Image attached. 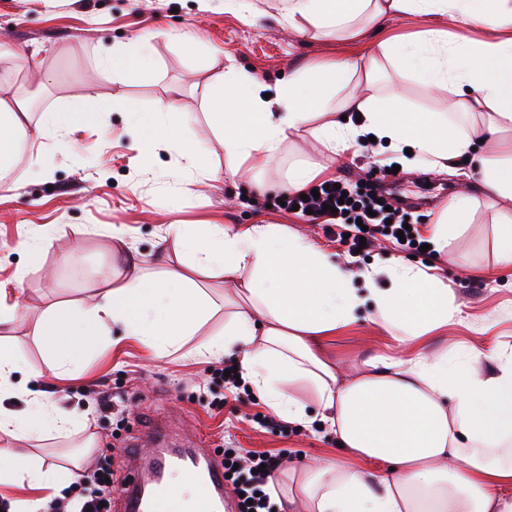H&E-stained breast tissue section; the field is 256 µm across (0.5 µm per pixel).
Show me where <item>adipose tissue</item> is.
<instances>
[{
	"label": "adipose tissue",
	"mask_w": 512,
	"mask_h": 512,
	"mask_svg": "<svg viewBox=\"0 0 512 512\" xmlns=\"http://www.w3.org/2000/svg\"><path fill=\"white\" fill-rule=\"evenodd\" d=\"M405 13L445 15L462 22L456 32L430 30L415 39L381 46L339 63L289 74L270 95L252 74L232 69L211 88L206 109L224 136L231 174L272 162L288 138L311 129L325 148L343 155L359 135L394 149L410 142L408 166L451 170L478 167L479 192L451 197L433 229L448 240V225L462 221L480 199L512 203V0H288L289 24L299 29L351 28L364 18ZM473 25L492 32L487 41L464 32ZM98 71L116 80L147 74L153 61L144 44L101 51ZM389 64L394 81L371 95L349 90L356 77L374 80ZM420 75L426 86L447 87L452 108L472 116L461 125L435 112L408 111L397 85ZM23 103L0 97V190L23 131ZM360 116L353 125L352 116ZM175 99L158 102L151 116H135L140 144L150 149L167 127L187 121ZM501 143L489 158L484 143ZM177 262L162 275L133 266L116 274L93 300L48 307L38 329L44 364L33 378L69 375L109 327L156 356L189 348L210 362L235 357L244 380L267 408L285 421L304 422L305 389L317 403L345 454L305 466L282 512H512V357L497 349H471L464 363L428 350L431 333L462 320L463 308L436 274L395 261L353 274L305 237L274 224L207 227L198 240L187 224L171 227ZM220 276L232 284L237 304L220 307L197 282ZM384 275L391 287H373ZM385 331L400 330L396 355H376L353 375L325 354L329 339L351 327L365 304ZM224 330L201 337L216 314ZM84 416L32 396L22 415L0 410V433L14 440L62 435L85 424ZM382 461L387 470L369 471ZM73 470L45 465L27 449L0 448V487L53 488L75 479Z\"/></svg>",
	"instance_id": "1"
}]
</instances>
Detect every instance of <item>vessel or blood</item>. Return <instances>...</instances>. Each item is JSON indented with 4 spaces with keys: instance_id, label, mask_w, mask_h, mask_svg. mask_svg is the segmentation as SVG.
Returning a JSON list of instances; mask_svg holds the SVG:
<instances>
[{
    "instance_id": "1",
    "label": "vessel or blood",
    "mask_w": 512,
    "mask_h": 512,
    "mask_svg": "<svg viewBox=\"0 0 512 512\" xmlns=\"http://www.w3.org/2000/svg\"><path fill=\"white\" fill-rule=\"evenodd\" d=\"M128 456L135 465L121 485V498L125 512H173L172 486L167 480L169 472H179L197 489L202 512H218L224 502V466L212 460L196 465L188 448H157L147 458L138 449L131 448Z\"/></svg>"
}]
</instances>
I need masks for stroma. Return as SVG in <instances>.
<instances>
[{"instance_id": "1", "label": "stroma", "mask_w": 512, "mask_h": 512, "mask_svg": "<svg viewBox=\"0 0 512 512\" xmlns=\"http://www.w3.org/2000/svg\"><path fill=\"white\" fill-rule=\"evenodd\" d=\"M224 2L0 0V46L31 55L37 69L48 76L35 92L22 76L0 73V93L31 99L24 120L25 153L9 168L11 191H0V289L8 300L22 301L25 318L1 329L0 341L11 344L25 361L40 363L35 330L44 310L105 288L106 272L125 268L126 257L156 267L159 256L173 252L169 225L277 224L299 231L357 272L392 256L436 267L467 318L432 334L430 348L447 350L454 363L464 361L471 347L512 353V267L499 266L493 249L501 211L485 205L476 208L463 223L451 227L441 253L414 257L384 241L369 255L349 259L317 225L285 211L256 208L254 188L226 176L224 140L212 131L205 110L208 85L229 68H244L271 85L282 73L354 57L393 37L447 30V17L409 14L383 20L377 30H327L312 36L280 21L286 0H254L258 15L250 23L225 8ZM170 28L191 30L197 37L195 48L186 50L160 38V31ZM138 38L151 41L154 68L148 76L126 85L108 76L91 78L96 51L118 49ZM88 83L94 91L86 98L80 89ZM401 96L410 108L448 112L447 88L430 89L410 78L403 82ZM169 97L177 100L181 111L193 114V123L182 132L202 143L205 157L218 170L215 178L174 183L167 171L177 167V153L164 143L152 150L136 144L127 103L148 112ZM56 108L82 114L67 136L43 129V113ZM303 163L319 164L324 176L356 184L369 179L374 159L368 147L336 157L314 137L295 136L258 177L274 196L287 188L289 169ZM396 181L394 201L426 235L465 178L458 171L404 166ZM45 232L52 239L39 255L23 250L27 239ZM452 255L463 256L464 265L449 263ZM396 350L390 335L365 315L326 347L331 359L349 371L359 369L368 357ZM211 368V363L184 351L156 357L108 335L86 354L73 377L45 376L41 388L47 401L88 417L85 426L68 436L31 443L48 463L79 467L80 479L57 491V500L65 503L86 494L90 472L100 468L121 480L129 438L155 413L164 416L178 437L191 438L200 455L246 448L280 458L278 480L269 489L274 498L287 492L289 471L311 458L342 455L329 428L285 421L276 427L260 426L256 418L268 409L257 394L249 388L226 393ZM101 384L123 393L124 406L99 410L93 391ZM90 439L95 448L83 452Z\"/></svg>"}]
</instances>
